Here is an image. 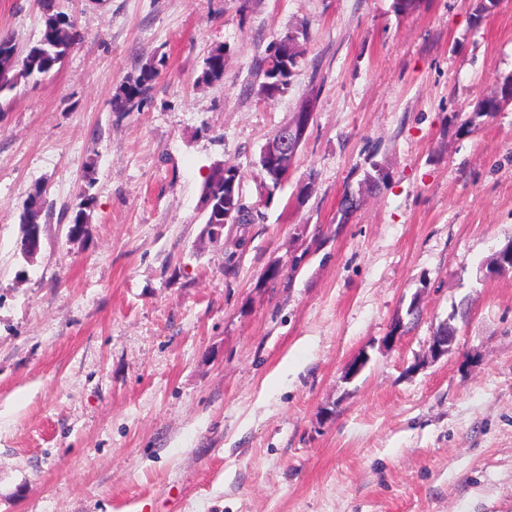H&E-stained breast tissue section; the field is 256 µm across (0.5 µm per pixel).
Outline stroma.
I'll use <instances>...</instances> for the list:
<instances>
[{
  "label": "stroma",
  "instance_id": "obj_1",
  "mask_svg": "<svg viewBox=\"0 0 512 512\" xmlns=\"http://www.w3.org/2000/svg\"><path fill=\"white\" fill-rule=\"evenodd\" d=\"M63 2L80 43L0 103V512H512V272L490 271L512 244V105L460 127L512 76V0ZM1 28L36 41L37 0H0ZM301 29L287 92L250 94ZM220 45L223 83H199ZM153 53L148 104L113 111ZM308 99L261 199L260 150ZM222 162L255 221L214 241L201 185ZM302 104H304L303 108L298 109L300 111L294 114L291 122L281 127L278 135L264 145L262 150V159H268L272 164L279 165L278 171L284 179H287L290 174L293 167L290 165L295 161L299 147L314 118L312 101L308 99ZM92 186V183L88 182L86 185L80 187V190L76 196L79 202L72 211L69 228L71 224H79L80 228H84L87 224H91L89 212L94 201V196L90 194V189ZM43 205L44 201L42 197V192H38L35 195L31 194L26 200V203L23 207V211L20 215L19 236L17 239L16 246L20 256L22 257L24 262L26 261V263H28L25 258V255L27 254V241L36 233L38 226L35 224H40L39 217L37 214L42 212ZM36 219H38V223H34V220Z\"/></svg>",
  "mask_w": 512,
  "mask_h": 512
}]
</instances>
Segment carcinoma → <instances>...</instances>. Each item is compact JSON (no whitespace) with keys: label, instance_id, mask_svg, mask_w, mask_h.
Listing matches in <instances>:
<instances>
[{"label":"carcinoma","instance_id":"1","mask_svg":"<svg viewBox=\"0 0 512 512\" xmlns=\"http://www.w3.org/2000/svg\"><path fill=\"white\" fill-rule=\"evenodd\" d=\"M42 10L44 29L40 38L25 50L18 48L14 33L8 29L0 30V96L13 92L21 83L38 82L49 74L56 65L71 53L81 41V32L76 19L63 11L60 0H38ZM303 52L298 38L287 34L274 39L268 46L266 54L255 60L257 75L263 78L258 86L249 88V92L268 98L279 96L288 89L291 78L300 66ZM225 49L222 46L212 49L204 58L199 80L203 83H221L224 81ZM163 59L151 58L144 64L139 74L122 83L112 97V110L125 112L142 105L152 82L158 77ZM93 181H87L77 194L78 204L72 211L70 223H90L89 211L94 201L90 194ZM214 201L220 209L229 208L233 214L231 224L252 223L251 208L238 200L224 206V188L215 192ZM42 193L29 195L23 207L19 221L17 250L20 256L26 255L27 241L37 230L34 220L43 210Z\"/></svg>","mask_w":512,"mask_h":512}]
</instances>
